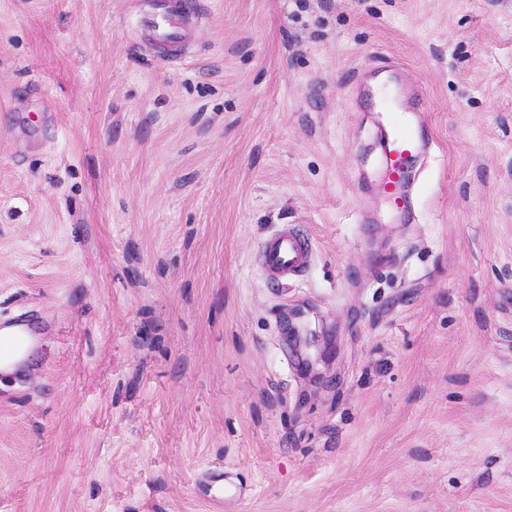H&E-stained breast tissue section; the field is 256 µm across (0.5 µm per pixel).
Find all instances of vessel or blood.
<instances>
[{"instance_id":"b4317fda","label":"vessel or blood","mask_w":512,"mask_h":512,"mask_svg":"<svg viewBox=\"0 0 512 512\" xmlns=\"http://www.w3.org/2000/svg\"><path fill=\"white\" fill-rule=\"evenodd\" d=\"M190 10L184 0H145L140 14L142 28L165 50H173L183 39ZM390 128L384 148L382 168L383 189L395 210L405 206L400 194L410 161L420 154L424 142L413 135L407 120L387 117ZM313 258V245L308 238L298 235L288 225H277L263 240L259 249L260 268L273 283H283L303 275ZM22 326L18 323H0V355L12 356L23 347Z\"/></svg>"}]
</instances>
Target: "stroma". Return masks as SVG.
<instances>
[{"instance_id":"obj_1","label":"stroma","mask_w":512,"mask_h":512,"mask_svg":"<svg viewBox=\"0 0 512 512\" xmlns=\"http://www.w3.org/2000/svg\"><path fill=\"white\" fill-rule=\"evenodd\" d=\"M189 2L0 0V512H512V0ZM140 22L147 35L168 52L183 39L188 16L191 14L183 0H143ZM380 112H385L381 117L391 130L387 133L384 148L383 189L390 205L400 211L405 206L400 186L405 180L410 161L424 150L425 143L413 135L411 124L406 119L396 120L394 112L399 111L385 107ZM312 258L311 241L295 233L288 224L277 225L259 249L260 268L264 276L277 284L303 275ZM23 324L20 323H0V355L5 357L17 354L24 345L21 337L4 339L3 336H21Z\"/></svg>"}]
</instances>
